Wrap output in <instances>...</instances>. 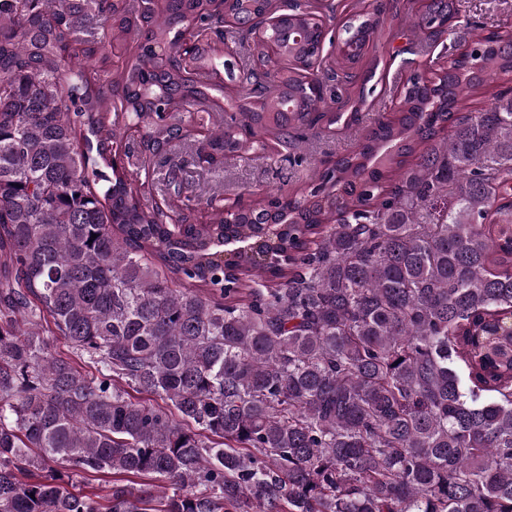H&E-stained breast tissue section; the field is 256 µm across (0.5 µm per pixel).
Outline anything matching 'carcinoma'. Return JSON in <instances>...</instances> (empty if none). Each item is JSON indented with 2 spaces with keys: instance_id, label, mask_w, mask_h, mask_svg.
I'll return each instance as SVG.
<instances>
[{
  "instance_id": "cac0c4a2",
  "label": "carcinoma",
  "mask_w": 512,
  "mask_h": 512,
  "mask_svg": "<svg viewBox=\"0 0 512 512\" xmlns=\"http://www.w3.org/2000/svg\"><path fill=\"white\" fill-rule=\"evenodd\" d=\"M282 7L0 0V512H512V87L470 109L512 41L458 54L427 0L450 50L395 111L227 213L195 173L295 161L384 78L395 5L350 0L345 55L308 0L276 63L224 21Z\"/></svg>"
}]
</instances>
